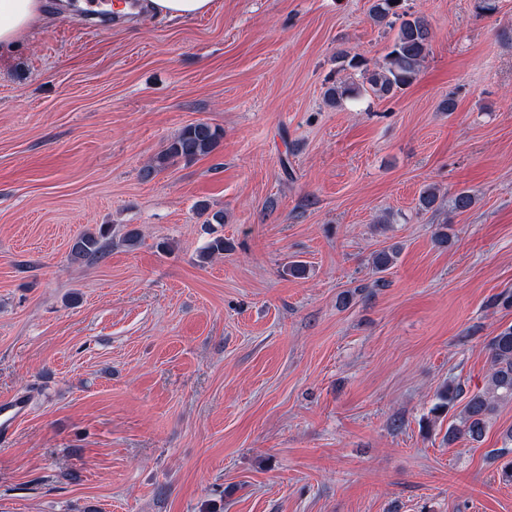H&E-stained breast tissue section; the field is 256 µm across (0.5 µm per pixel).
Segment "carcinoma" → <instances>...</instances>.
Instances as JSON below:
<instances>
[{
	"label": "carcinoma",
	"mask_w": 512,
	"mask_h": 512,
	"mask_svg": "<svg viewBox=\"0 0 512 512\" xmlns=\"http://www.w3.org/2000/svg\"><path fill=\"white\" fill-rule=\"evenodd\" d=\"M403 0H373L370 14L378 21L395 18L400 21L397 34L382 64L367 71L365 86L334 83L326 89V99L337 104L346 98L364 93L377 98H388L409 87L417 80L428 53L430 29L424 18L402 10ZM223 138L220 128L199 122L184 127L145 168L151 175L168 168L178 160L194 161L212 153ZM453 209L463 212L475 202V195L468 189L457 191L451 199ZM109 229L102 225L95 232L81 234L73 243L71 256L87 262L99 259L106 248ZM398 251L391 249L377 253L372 263L377 271L388 270L396 261ZM489 376L486 387L467 397L457 422L448 425L447 439L452 442L464 437L471 442H481L491 418L503 403L512 402V326H509L487 342ZM463 397V389L455 383H446L436 393L437 402L432 408L438 416L448 414ZM506 447L492 451L490 459L497 463L500 481L512 486V427L503 433Z\"/></svg>",
	"instance_id": "cac0c4a2"
}]
</instances>
